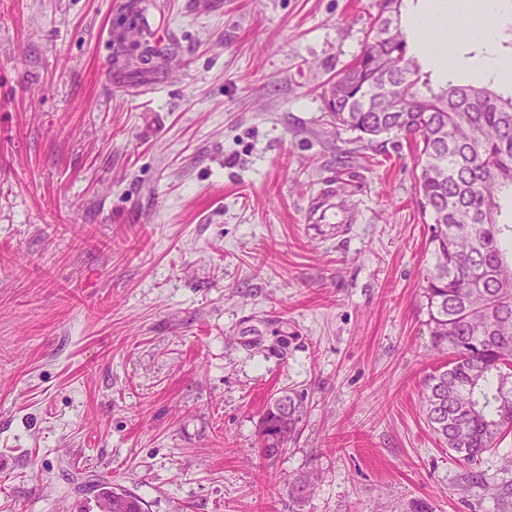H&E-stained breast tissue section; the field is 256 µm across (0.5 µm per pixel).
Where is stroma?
<instances>
[{
	"label": "stroma",
	"instance_id": "1",
	"mask_svg": "<svg viewBox=\"0 0 512 512\" xmlns=\"http://www.w3.org/2000/svg\"><path fill=\"white\" fill-rule=\"evenodd\" d=\"M125 2L0 0V512L100 479L145 512H512V434L470 465L420 410L414 146L326 113L376 0H151L142 74L103 66ZM302 412L303 401L299 396L285 395L267 403L261 416V457L272 460L283 452L285 442L296 431Z\"/></svg>",
	"mask_w": 512,
	"mask_h": 512
}]
</instances>
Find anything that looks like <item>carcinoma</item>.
<instances>
[{
	"label": "carcinoma",
	"mask_w": 512,
	"mask_h": 512,
	"mask_svg": "<svg viewBox=\"0 0 512 512\" xmlns=\"http://www.w3.org/2000/svg\"><path fill=\"white\" fill-rule=\"evenodd\" d=\"M405 0H376L377 14L354 61L325 91L330 122L372 144L411 138L420 167L415 193L434 255L423 298L431 345L450 358L428 374L421 398L428 427L469 462L512 431V93L508 81L434 86L408 55ZM303 412L299 396L269 401L261 457L284 450ZM95 507L143 512L141 499L96 482Z\"/></svg>",
	"instance_id": "carcinoma-1"
}]
</instances>
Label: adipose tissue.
Wrapping results in <instances>:
<instances>
[{"mask_svg": "<svg viewBox=\"0 0 512 512\" xmlns=\"http://www.w3.org/2000/svg\"><path fill=\"white\" fill-rule=\"evenodd\" d=\"M512 8V0H434L430 10L412 16L409 25L415 30H426L446 25L447 33L436 43L440 58L453 54L462 43L481 40L493 43V18Z\"/></svg>", "mask_w": 512, "mask_h": 512, "instance_id": "adipose-tissue-1", "label": "adipose tissue"}]
</instances>
